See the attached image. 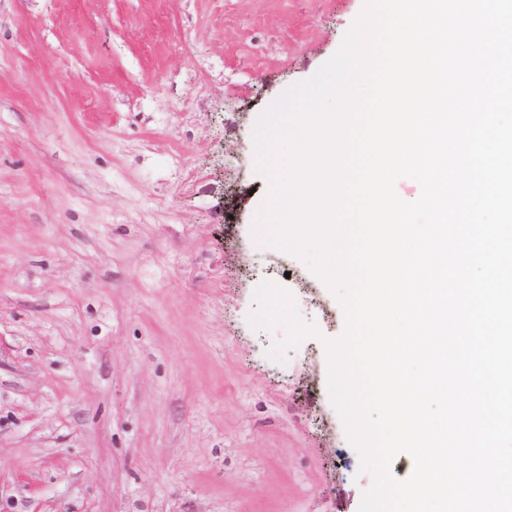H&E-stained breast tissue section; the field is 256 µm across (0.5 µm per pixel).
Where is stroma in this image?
<instances>
[{
    "instance_id": "obj_1",
    "label": "stroma",
    "mask_w": 512,
    "mask_h": 512,
    "mask_svg": "<svg viewBox=\"0 0 512 512\" xmlns=\"http://www.w3.org/2000/svg\"><path fill=\"white\" fill-rule=\"evenodd\" d=\"M364 6L0 0V512H359L253 132Z\"/></svg>"
}]
</instances>
